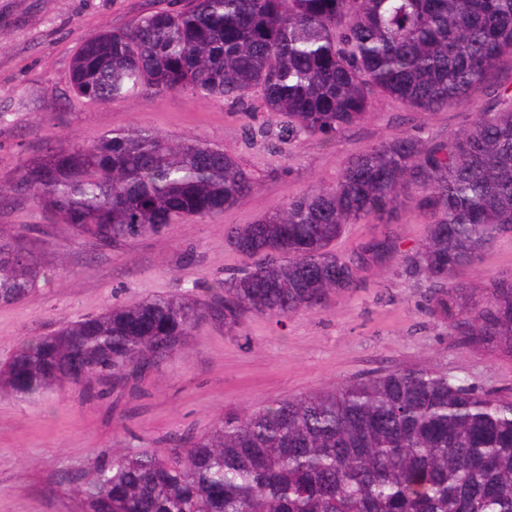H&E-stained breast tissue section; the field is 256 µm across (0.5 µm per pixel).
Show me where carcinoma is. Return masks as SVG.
<instances>
[{
  "mask_svg": "<svg viewBox=\"0 0 512 512\" xmlns=\"http://www.w3.org/2000/svg\"><path fill=\"white\" fill-rule=\"evenodd\" d=\"M512 57V0H177L120 31L87 37L77 96L189 91L243 101L253 91L288 136L333 138L375 95L419 112L470 103ZM252 174L224 148L133 126L30 159L0 194L30 195L50 222L112 248L248 196ZM429 218L400 253L384 232L351 256L348 224ZM512 233V107L478 114L441 142L394 136L348 162L335 186L231 227L244 260L202 299L156 295L24 339L3 374L38 398L63 384L123 387L182 350L204 323L312 312L401 254L437 291L435 310L472 344L512 356V275L460 278ZM43 276L0 230V303ZM81 512H512V400L464 376L408 367L224 413L170 453L118 448L75 486Z\"/></svg>",
  "mask_w": 512,
  "mask_h": 512,
  "instance_id": "carcinoma-1",
  "label": "carcinoma"
}]
</instances>
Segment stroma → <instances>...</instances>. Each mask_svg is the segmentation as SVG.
Masks as SVG:
<instances>
[{
	"label": "stroma",
	"instance_id": "1",
	"mask_svg": "<svg viewBox=\"0 0 512 512\" xmlns=\"http://www.w3.org/2000/svg\"><path fill=\"white\" fill-rule=\"evenodd\" d=\"M173 0H0V183L30 158L59 147L89 145L140 125L179 140L224 146L249 170L252 193L223 214L183 219L159 234L97 250L67 224L46 223L30 197L0 199V229L27 233L45 269L35 291L0 304V368L28 336L115 304L157 294L198 296L242 264L226 240L229 226L253 223L315 187L335 185L346 162L391 136L444 141L481 112L497 111L491 91L512 88V60H503L467 106L417 112L377 95L364 120L333 140L281 135L282 117L259 94L247 106L188 92L93 103L71 89L72 60L89 35L117 31ZM390 232L401 251L416 249L425 219L352 224L336 242L353 254L371 236ZM512 274V233L464 271L485 285ZM433 288L408 273L400 258L363 273L357 288L332 295L320 310L281 320L248 316L234 330L206 323L185 349L123 388L65 385L38 400L0 395V512H75L73 489L96 460L115 448L169 453L173 440L208 431L225 410L396 371L428 366L466 376L476 386L512 396V356L468 344L431 307Z\"/></svg>",
	"mask_w": 512,
	"mask_h": 512
}]
</instances>
